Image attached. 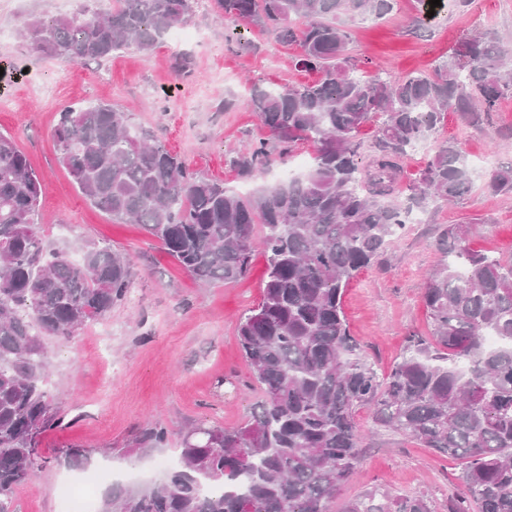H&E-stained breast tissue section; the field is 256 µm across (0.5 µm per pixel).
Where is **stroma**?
Wrapping results in <instances>:
<instances>
[{
  "mask_svg": "<svg viewBox=\"0 0 512 512\" xmlns=\"http://www.w3.org/2000/svg\"><path fill=\"white\" fill-rule=\"evenodd\" d=\"M82 0H6L0 5V62L24 73L0 90V132L10 135L43 178L37 223L45 240L79 257L84 245L108 244L132 259V288L126 300L70 339L47 341L46 387L63 422L37 441L45 466L35 468L15 492V512H66L56 488L85 472L101 473L94 489L102 499L112 486L160 481L178 464L183 435L190 428L244 424L259 401L246 389L249 367L237 342L241 316L261 297L267 260L255 249L251 269L231 283L203 285L168 255L144 226L124 224L93 207L58 158L53 130L60 112L74 103H109L129 111L135 125L150 129L166 147L201 176L248 195L256 179L231 164L245 143L268 136L246 105L255 82L288 86L312 82L317 72L298 66L300 49L280 42L267 29L242 27L240 41L225 38L223 14L212 0H199L189 24L191 38L164 36L151 55L135 48L98 63H65L32 50L21 32L35 17L75 15ZM419 0H394L381 19L349 22L348 53L357 69L390 79L432 73L471 35L491 30L512 46V0H468L445 6L417 27ZM192 56L190 75L174 67L178 53ZM512 99L486 115L481 129L464 126L448 114L435 142L457 141L463 152H494L512 160ZM448 224L472 227V249L512 255V196L485 189L474 179L455 204L425 211L384 253L352 280L343 298L351 335L365 360L388 373L412 340L430 339L431 325L422 299L426 274L442 260L434 241ZM362 437L356 473L343 488L341 502L360 499L371 488L427 495L433 512H448L457 489L458 460L441 457L410 438L376 428L366 410L355 412ZM154 424L165 426L167 442L138 448L137 437ZM72 448L90 461L73 468Z\"/></svg>",
  "mask_w": 512,
  "mask_h": 512,
  "instance_id": "stroma-1",
  "label": "stroma"
}]
</instances>
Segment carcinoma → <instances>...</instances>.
Returning <instances> with one entry per match:
<instances>
[{"instance_id":"cac0c4a2","label":"carcinoma","mask_w":512,"mask_h":512,"mask_svg":"<svg viewBox=\"0 0 512 512\" xmlns=\"http://www.w3.org/2000/svg\"><path fill=\"white\" fill-rule=\"evenodd\" d=\"M224 19L263 26L319 69L309 84H255L248 105L269 138L234 160L243 176L283 161L298 141L316 144L313 166L242 197L207 179L128 113L74 105L54 129L60 161L95 207L141 224L203 284L244 277L255 248L267 275L260 303L239 321L238 342L261 393L242 426L205 428L183 441L181 462L145 488L110 490L100 512H331L360 457L358 408L379 427L459 458L448 512H512V257L469 247L468 224L445 226L444 254L423 300L433 340L416 341L382 379L356 354L344 312L351 280L401 236L412 216L471 189L470 163L444 141L417 181L399 190L400 157L425 142L450 112L467 124L512 98V66L499 39L462 42L430 76L369 79L347 53L345 20L380 18L394 0H214ZM195 0H115L79 17L43 16L25 27L33 50L88 64L122 48L148 56ZM301 17L298 27L292 18ZM377 123L368 161L360 130ZM487 189L512 195V161ZM43 179L0 133V503L13 501L37 464V438L59 417L45 388V340L68 339L112 311L132 285L131 259L89 244L77 262L47 247L35 222ZM147 428L141 448L167 441ZM344 512H432L425 495L373 488Z\"/></svg>"}]
</instances>
